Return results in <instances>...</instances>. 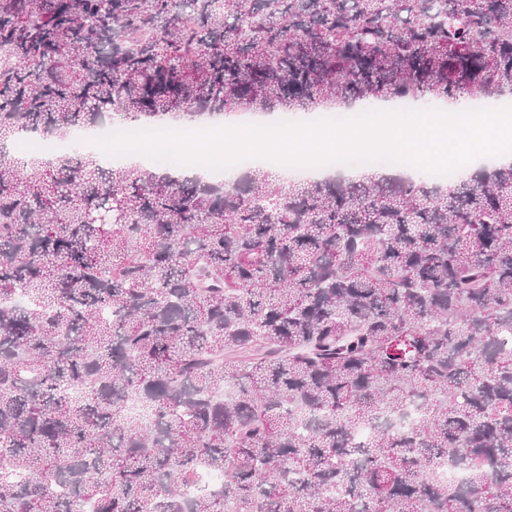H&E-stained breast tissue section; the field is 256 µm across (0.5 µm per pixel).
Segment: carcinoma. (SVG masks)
I'll use <instances>...</instances> for the list:
<instances>
[{"instance_id": "obj_1", "label": "carcinoma", "mask_w": 512, "mask_h": 512, "mask_svg": "<svg viewBox=\"0 0 512 512\" xmlns=\"http://www.w3.org/2000/svg\"><path fill=\"white\" fill-rule=\"evenodd\" d=\"M506 93L512 0H0V512H512V164L216 182L18 150Z\"/></svg>"}]
</instances>
